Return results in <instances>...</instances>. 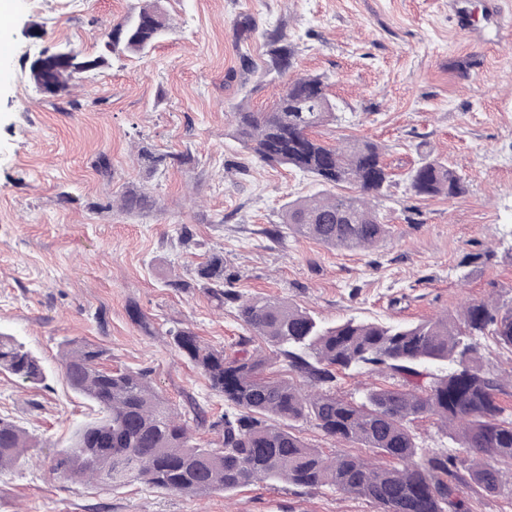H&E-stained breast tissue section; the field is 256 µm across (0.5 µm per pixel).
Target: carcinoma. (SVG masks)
<instances>
[{"instance_id": "carcinoma-1", "label": "carcinoma", "mask_w": 512, "mask_h": 512, "mask_svg": "<svg viewBox=\"0 0 512 512\" xmlns=\"http://www.w3.org/2000/svg\"><path fill=\"white\" fill-rule=\"evenodd\" d=\"M158 3L115 24L93 58L67 50L47 71L29 62L32 83L50 81L52 96L60 98L70 94L77 75L108 65L112 56L146 54L170 29ZM267 47L283 87L266 112L243 104L232 107L235 138L259 162L294 167L325 188L351 184L359 189L351 197L323 190L289 202L282 217L288 233L335 248L377 246L387 229L371 199L390 182L382 150L369 141L329 145L313 137V129L336 119L325 82L318 76L287 77L293 50L282 34H270ZM137 161L151 174L166 165L167 156L143 147ZM408 179L418 196L451 199L464 190L457 171L435 158L413 169ZM151 206L150 197L136 188L120 196V208L127 212ZM230 282L218 252L196 268L193 281L177 277L166 282L179 290L196 283L219 307L226 300L240 301V319L270 349L267 355L227 359L188 327L168 330L175 350L203 372L227 403L224 416L210 424L220 441L197 442L191 424L205 423L202 412L195 407L193 418H186L154 389L148 371L103 368L105 350L70 340L62 356L66 382L101 416L81 426L72 445L57 452L52 475L98 482L101 468L110 464L112 487L136 481L192 495L229 492L262 479L285 480L363 496L379 512H472L463 488L491 494L512 482V413L497 399L504 380L483 370L476 357L480 337L512 348V299L473 302L454 316L414 325L356 318L330 325L285 301H241L227 288ZM279 359L288 362L300 383L265 374ZM437 363L448 366L447 374L422 371ZM362 368L404 382L397 388H369L357 401L336 395V370ZM0 372L32 384L45 379L37 357L3 334ZM423 416L438 417L459 455L419 446L409 424ZM300 421L338 443L370 448L389 465L351 454L325 455L292 431L291 424ZM36 447L38 442L22 427L0 417V470L15 467Z\"/></svg>"}]
</instances>
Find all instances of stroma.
<instances>
[{
	"mask_svg": "<svg viewBox=\"0 0 512 512\" xmlns=\"http://www.w3.org/2000/svg\"><path fill=\"white\" fill-rule=\"evenodd\" d=\"M143 4L14 0L0 25L11 47L0 55V333L46 373L38 385L0 373V416L41 443L36 461L0 473V512H377L360 496L268 480L200 498L55 479L52 457L96 416L64 379L63 347L85 340L108 351L111 368L149 370L179 410L200 407L207 423L195 436L207 443L224 399L167 329L190 328L229 358L265 349L236 304L167 287L191 279L211 252H223L240 298L284 300L326 323H418L498 297L512 285V32L486 24L482 0H472L470 33L457 30L448 0H161L171 29L149 53L112 58L63 98L31 84L28 57L55 44L96 54ZM246 18L253 28L242 41L236 25ZM34 23L45 30L38 41L26 35ZM274 30L294 51L292 75L328 86L337 119L321 127L323 139H368L383 151L391 182L374 204L388 233L375 248L267 234L288 202L319 190L291 167L253 159L232 134V104L261 111L282 88L266 55ZM244 52L253 63L245 75ZM143 145L169 155L167 166L145 175ZM102 156L109 171L96 165ZM433 158L459 172L463 194L412 193L409 172ZM130 187L152 209L112 206ZM183 226L187 245L177 239ZM489 249L494 257L481 259Z\"/></svg>",
	"mask_w": 512,
	"mask_h": 512,
	"instance_id": "obj_1",
	"label": "stroma"
}]
</instances>
